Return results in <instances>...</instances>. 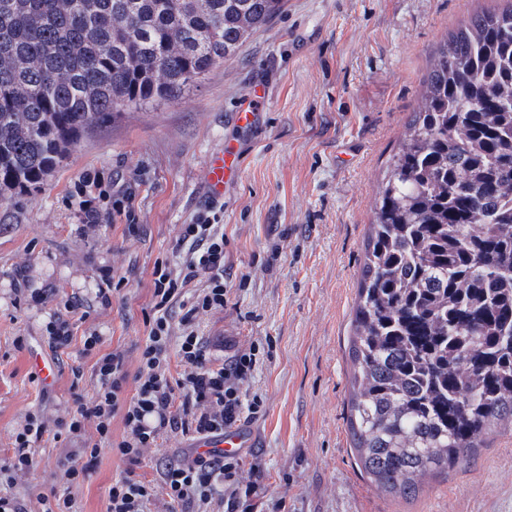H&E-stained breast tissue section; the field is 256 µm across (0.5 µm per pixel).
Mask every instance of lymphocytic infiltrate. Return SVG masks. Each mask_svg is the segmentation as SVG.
Masks as SVG:
<instances>
[{
	"label": "lymphocytic infiltrate",
	"instance_id": "1",
	"mask_svg": "<svg viewBox=\"0 0 512 512\" xmlns=\"http://www.w3.org/2000/svg\"><path fill=\"white\" fill-rule=\"evenodd\" d=\"M223 219L224 207L216 202L198 211L180 227L173 247L177 263L155 267L154 302L145 316L136 372L128 371L121 352L103 351L99 333L84 340L83 355L95 359L96 393L91 401L75 400L60 424L67 436L84 442L68 456L62 479L80 483L96 467L103 448L117 449L129 469L110 487L106 512H151L161 495L182 512H205L215 501L225 512H249L252 498L265 492L259 480H240L241 460L235 456L199 453L166 463L157 484L133 473L143 449L155 445L161 434L218 435L260 411V400H247L244 392L256 365L254 352L239 350L228 364L218 363L198 331L201 314L224 307ZM174 357L182 366L175 376L170 373ZM116 421L122 425L117 440L112 437ZM47 431L38 413H27L15 434L14 455L0 473L34 470L33 450Z\"/></svg>",
	"mask_w": 512,
	"mask_h": 512
}]
</instances>
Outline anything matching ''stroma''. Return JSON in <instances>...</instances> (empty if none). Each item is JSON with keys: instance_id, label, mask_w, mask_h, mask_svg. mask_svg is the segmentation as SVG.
Returning a JSON list of instances; mask_svg holds the SVG:
<instances>
[{"instance_id": "stroma-1", "label": "stroma", "mask_w": 512, "mask_h": 512, "mask_svg": "<svg viewBox=\"0 0 512 512\" xmlns=\"http://www.w3.org/2000/svg\"><path fill=\"white\" fill-rule=\"evenodd\" d=\"M507 0H288L237 56L178 99L138 109L95 129L31 195L0 200V463L14 453L28 412L49 429L75 399L95 391L85 335L138 366L152 272L172 260L180 225L208 203L206 167L236 144L244 166L224 191L223 309L200 317L216 354L225 343L256 346L248 393L263 401L240 423L250 445L243 470L260 466L266 498L253 512H512V431L492 434L462 467L436 475L411 500L378 491L362 474L347 428L351 318L375 197L404 135L430 60L475 12ZM266 98L256 124L234 114ZM133 198V216L83 223L77 200L98 196L85 173ZM126 277L111 305L97 289L106 273ZM70 323V347L44 342L53 316ZM52 364L44 381L33 358ZM81 366L82 379L71 369ZM192 435L161 436L137 473L190 454ZM79 439L46 438L37 467L11 493L38 512L39 499L68 491L78 512H106L126 465L103 449L94 472L65 486L61 470Z\"/></svg>"}]
</instances>
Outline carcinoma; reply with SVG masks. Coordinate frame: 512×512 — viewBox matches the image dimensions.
<instances>
[{
	"label": "carcinoma",
	"instance_id": "obj_1",
	"mask_svg": "<svg viewBox=\"0 0 512 512\" xmlns=\"http://www.w3.org/2000/svg\"><path fill=\"white\" fill-rule=\"evenodd\" d=\"M0 0V199L70 148L175 99L287 0ZM348 426L379 491L419 493L512 428V5L435 53L370 224Z\"/></svg>",
	"mask_w": 512,
	"mask_h": 512
}]
</instances>
